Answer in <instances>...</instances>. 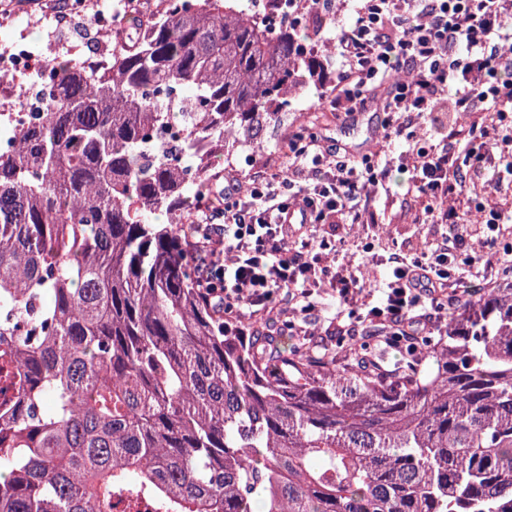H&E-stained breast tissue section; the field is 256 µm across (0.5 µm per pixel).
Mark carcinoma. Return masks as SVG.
Listing matches in <instances>:
<instances>
[{
    "label": "carcinoma",
    "mask_w": 512,
    "mask_h": 512,
    "mask_svg": "<svg viewBox=\"0 0 512 512\" xmlns=\"http://www.w3.org/2000/svg\"><path fill=\"white\" fill-rule=\"evenodd\" d=\"M165 2L138 49L53 64L0 154V512H512V287L384 372L256 340L198 286L181 224L210 169L333 78L302 25Z\"/></svg>",
    "instance_id": "carcinoma-1"
}]
</instances>
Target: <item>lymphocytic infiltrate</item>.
<instances>
[{
	"label": "lymphocytic infiltrate",
	"instance_id": "obj_1",
	"mask_svg": "<svg viewBox=\"0 0 512 512\" xmlns=\"http://www.w3.org/2000/svg\"><path fill=\"white\" fill-rule=\"evenodd\" d=\"M307 3L315 36L331 43L340 63L326 106L343 120L373 112L384 138L405 133L414 184L448 233L432 249L392 253L383 302L368 306L353 265L329 273L332 236L303 230L377 223L372 202L386 187L388 162L298 135L288 140L287 167H264L245 181L225 177L208 195L202 221L186 225L195 278L229 318L271 314L284 289L311 310L313 287L326 283L349 309L337 335L370 329L409 341L443 329L477 287L498 281L496 261L471 254L455 203L467 183L494 190L512 177V111L502 106L512 99V0H341L352 21L339 30L318 0ZM474 112L483 122H465ZM426 116L429 131L414 132ZM462 255L477 286L457 283Z\"/></svg>",
	"mask_w": 512,
	"mask_h": 512
}]
</instances>
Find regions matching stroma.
<instances>
[{
	"label": "stroma",
	"instance_id": "35a3bbf8",
	"mask_svg": "<svg viewBox=\"0 0 512 512\" xmlns=\"http://www.w3.org/2000/svg\"><path fill=\"white\" fill-rule=\"evenodd\" d=\"M52 3L53 0H39L38 5L26 13L1 12L0 47L18 40L36 48L51 42L52 28L46 18ZM322 97V91L311 89L296 100L289 109V131L309 130L328 136L354 154L374 150L378 137L371 115L365 113L349 123H341L327 110ZM426 206V198L412 191L406 174L397 170L387 194L375 202L379 223L365 229L337 225L336 240L346 260L355 267L366 266L372 271L371 278L363 283L372 303L382 300L387 276L384 260L391 252L410 253L424 247L434 248L446 233V225L432 223L426 215ZM313 300L315 308L307 317L298 304L289 301L287 292H280L275 297L274 323L250 321L246 327L253 332L271 329L287 336L289 342L321 352L356 353L379 362L387 370L396 367L402 350L386 339L336 335V318L341 308L332 289H315Z\"/></svg>",
	"mask_w": 512,
	"mask_h": 512
}]
</instances>
